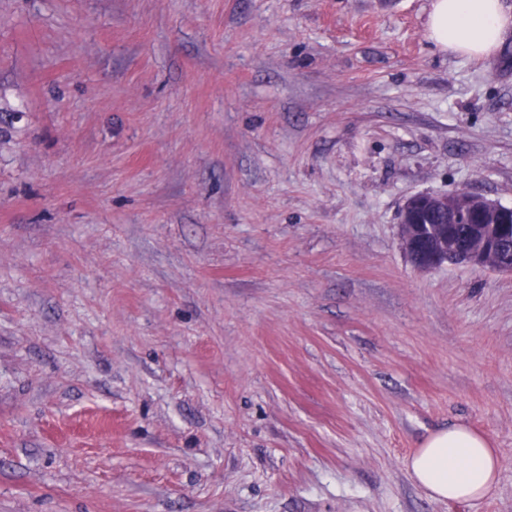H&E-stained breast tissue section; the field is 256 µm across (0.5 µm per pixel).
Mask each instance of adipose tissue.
<instances>
[{
  "label": "adipose tissue",
  "instance_id": "adipose-tissue-1",
  "mask_svg": "<svg viewBox=\"0 0 512 512\" xmlns=\"http://www.w3.org/2000/svg\"><path fill=\"white\" fill-rule=\"evenodd\" d=\"M426 30L442 53L485 59L512 34V8L504 0H431ZM408 469L432 499L476 501L493 491L501 460L486 437L459 424L428 434Z\"/></svg>",
  "mask_w": 512,
  "mask_h": 512
}]
</instances>
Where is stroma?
I'll use <instances>...</instances> for the list:
<instances>
[{"instance_id":"obj_1","label":"stroma","mask_w":512,"mask_h":512,"mask_svg":"<svg viewBox=\"0 0 512 512\" xmlns=\"http://www.w3.org/2000/svg\"><path fill=\"white\" fill-rule=\"evenodd\" d=\"M429 5L0 0V512H512V273L398 240L512 207V38ZM451 424L481 501L409 474ZM430 1L428 38L444 54L485 59L512 34V7L505 0ZM473 221H477L473 222ZM469 225L463 240L458 225ZM512 208L469 191L426 192L407 199L398 224L400 245L419 269L470 264L512 273ZM408 469L432 499L476 501L494 490L501 460L486 437L459 424L428 434Z\"/></svg>"}]
</instances>
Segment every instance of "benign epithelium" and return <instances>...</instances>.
Wrapping results in <instances>:
<instances>
[{
    "label": "benign epithelium",
    "mask_w": 512,
    "mask_h": 512,
    "mask_svg": "<svg viewBox=\"0 0 512 512\" xmlns=\"http://www.w3.org/2000/svg\"><path fill=\"white\" fill-rule=\"evenodd\" d=\"M512 208L469 191L426 192L407 199L398 224L400 245L419 269L470 264L512 273Z\"/></svg>",
    "instance_id": "1"
}]
</instances>
